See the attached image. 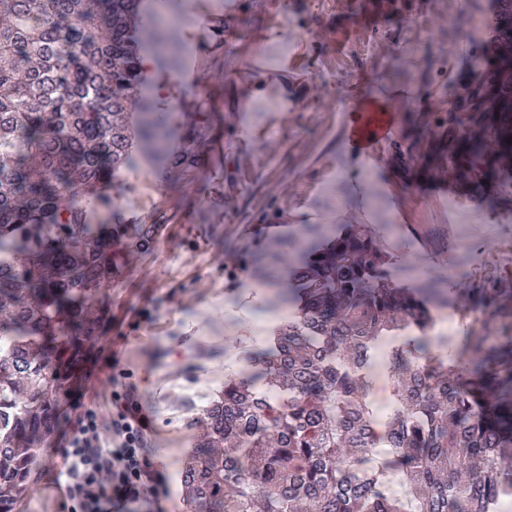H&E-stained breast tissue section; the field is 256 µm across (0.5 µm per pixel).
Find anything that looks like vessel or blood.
Listing matches in <instances>:
<instances>
[{
  "instance_id": "vessel-or-blood-1",
  "label": "vessel or blood",
  "mask_w": 512,
  "mask_h": 512,
  "mask_svg": "<svg viewBox=\"0 0 512 512\" xmlns=\"http://www.w3.org/2000/svg\"><path fill=\"white\" fill-rule=\"evenodd\" d=\"M395 126V114L381 99L361 101L353 105L344 123L345 141L355 156L367 158L391 139Z\"/></svg>"
}]
</instances>
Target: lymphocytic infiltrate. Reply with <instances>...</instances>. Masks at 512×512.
I'll use <instances>...</instances> for the list:
<instances>
[{"mask_svg":"<svg viewBox=\"0 0 512 512\" xmlns=\"http://www.w3.org/2000/svg\"><path fill=\"white\" fill-rule=\"evenodd\" d=\"M112 412L73 401L75 417L55 450L63 465L55 473L62 512H128L131 505H160L169 495L168 476L147 435L153 420L128 384L118 352H111Z\"/></svg>","mask_w":512,"mask_h":512,"instance_id":"lymphocytic-infiltrate-1","label":"lymphocytic infiltrate"}]
</instances>
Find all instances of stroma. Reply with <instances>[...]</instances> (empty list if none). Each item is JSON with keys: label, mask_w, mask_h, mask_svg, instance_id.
<instances>
[{"label": "stroma", "mask_w": 512, "mask_h": 512, "mask_svg": "<svg viewBox=\"0 0 512 512\" xmlns=\"http://www.w3.org/2000/svg\"><path fill=\"white\" fill-rule=\"evenodd\" d=\"M360 2L245 0L227 32L231 0H189L177 69L147 73L160 110L180 115L171 152L193 150L196 164L138 167L113 187L109 223L160 230L112 283L106 340L153 413L167 512H186L181 472L203 413L279 317L288 258L309 238L366 224L405 283L512 288L511 204H444L428 195L443 176L385 148L355 159L342 131L368 97L397 114L395 139L428 121L486 36L487 0H402L396 13ZM61 465L46 457L14 512H61Z\"/></svg>", "instance_id": "obj_1"}]
</instances>
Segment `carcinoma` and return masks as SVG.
Listing matches in <instances>:
<instances>
[{"label": "carcinoma", "mask_w": 512, "mask_h": 512, "mask_svg": "<svg viewBox=\"0 0 512 512\" xmlns=\"http://www.w3.org/2000/svg\"><path fill=\"white\" fill-rule=\"evenodd\" d=\"M187 0H0V512L48 447L85 352L107 336L124 239L157 224H94L104 188L165 150L173 113L144 94L145 41ZM488 35L425 139L394 141L471 201H512V0H489ZM365 224L288 260L287 315L206 410L182 476L188 512H492L512 499V289H457L496 320L451 343L430 281L407 286ZM382 351L392 411L377 436L369 381ZM389 457L376 458L379 442ZM402 472L407 497L388 491Z\"/></svg>", "instance_id": "1"}]
</instances>
